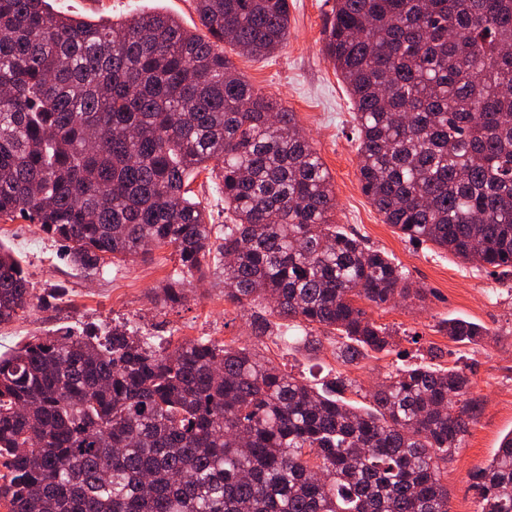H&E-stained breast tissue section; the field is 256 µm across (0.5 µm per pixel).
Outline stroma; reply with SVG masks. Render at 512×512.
<instances>
[{
	"label": "stroma",
	"mask_w": 512,
	"mask_h": 512,
	"mask_svg": "<svg viewBox=\"0 0 512 512\" xmlns=\"http://www.w3.org/2000/svg\"><path fill=\"white\" fill-rule=\"evenodd\" d=\"M55 7L78 19L105 22L161 11L188 30H202L194 0H57ZM330 8L329 0H289L288 41L283 48L263 59L233 50L226 56L256 89L295 113L332 177L335 222L367 246L386 252L425 289L423 301L370 311L377 323L396 330L395 352L346 366L336 358L335 336L322 337L318 351H306L285 343L288 322L276 316L270 317L266 336H252L250 312L225 302L215 269L208 271L206 280L193 283L183 305L161 309L155 297L177 268L171 248L153 250L146 261L119 262L89 275L66 260L62 243L47 238L38 225L16 219L0 221V243L20 260L35 303L16 321L0 325V353L63 326L125 323L144 335L169 336L176 342L207 338L249 348L319 388L344 376V400L364 409L372 406L370 391L396 363L461 364L479 407L463 448L443 469V481L450 512H477L472 476L512 432V276L477 270L452 254L404 238L369 204L358 180V141L349 96L322 52V29ZM456 317L487 327L489 338L472 347L453 343L440 326Z\"/></svg>",
	"instance_id": "obj_1"
}]
</instances>
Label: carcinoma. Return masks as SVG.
I'll list each match as a JSON object with an SVG mask.
<instances>
[{"label": "carcinoma", "instance_id": "carcinoma-1", "mask_svg": "<svg viewBox=\"0 0 512 512\" xmlns=\"http://www.w3.org/2000/svg\"><path fill=\"white\" fill-rule=\"evenodd\" d=\"M205 38L161 13L98 25L0 0V219L65 243L88 273L172 247L163 307L216 260L224 301L344 338L354 364L395 331L367 308L425 299L332 221V177L295 114L224 55L266 57L288 0H195ZM322 51L350 95L358 180L383 223L512 273V0H333ZM224 193V235L189 179ZM28 276L0 245V324ZM477 345L487 328L446 319ZM363 411L246 347L154 345L87 323L0 354V500L9 512H449L441 465L478 404L465 368L389 371ZM512 512V433L474 475Z\"/></svg>", "mask_w": 512, "mask_h": 512}]
</instances>
